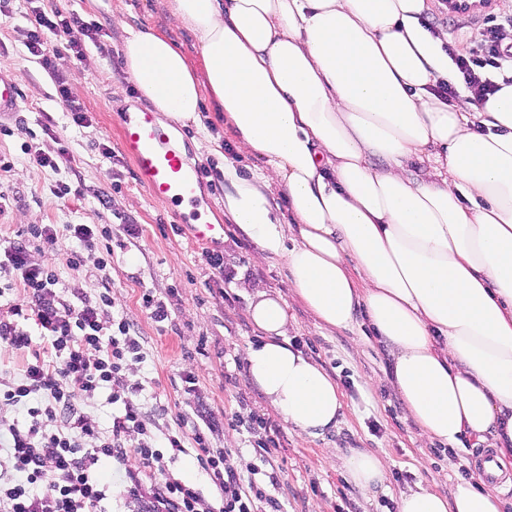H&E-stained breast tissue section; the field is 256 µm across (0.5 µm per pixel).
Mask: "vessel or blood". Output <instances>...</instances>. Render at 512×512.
Masks as SVG:
<instances>
[{
	"label": "vessel or blood",
	"mask_w": 512,
	"mask_h": 512,
	"mask_svg": "<svg viewBox=\"0 0 512 512\" xmlns=\"http://www.w3.org/2000/svg\"><path fill=\"white\" fill-rule=\"evenodd\" d=\"M491 7V0H447L445 4L449 16L465 21L483 18ZM20 109L17 82L0 73V117ZM120 140L139 183L152 199L170 206L177 224L203 245L223 239V225L210 221L199 209L196 167L190 165L170 129L159 123L154 112L142 108L126 113L121 121Z\"/></svg>",
	"instance_id": "1"
}]
</instances>
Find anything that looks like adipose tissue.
Returning <instances> with one entry per match:
<instances>
[{
    "label": "adipose tissue",
    "instance_id": "adipose-tissue-1",
    "mask_svg": "<svg viewBox=\"0 0 512 512\" xmlns=\"http://www.w3.org/2000/svg\"><path fill=\"white\" fill-rule=\"evenodd\" d=\"M425 0H169L195 36L192 67L166 37L127 32L132 81L156 111L197 120L203 100L223 113L241 153L224 209L282 258L294 295L317 320L349 327L364 310L392 349L388 381L422 442L489 444L496 475L512 472V84L483 100L447 101L455 75L447 31L421 23ZM421 164L420 175L411 165ZM282 189L293 246L268 190ZM248 314L264 333L243 364L295 431L335 427L336 381L288 339L285 302L256 292ZM336 466L365 491L387 460L353 448ZM398 512H503L469 482L445 495L402 492Z\"/></svg>",
    "mask_w": 512,
    "mask_h": 512
}]
</instances>
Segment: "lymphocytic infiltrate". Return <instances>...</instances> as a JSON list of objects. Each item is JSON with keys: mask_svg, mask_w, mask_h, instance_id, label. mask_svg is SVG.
Wrapping results in <instances>:
<instances>
[{"mask_svg": "<svg viewBox=\"0 0 512 512\" xmlns=\"http://www.w3.org/2000/svg\"><path fill=\"white\" fill-rule=\"evenodd\" d=\"M29 22L24 47L54 82L72 122L86 126V110L72 95L66 71L53 60L50 40L63 38L79 61L88 45L100 42L101 29L58 7L33 8ZM503 24L512 27V13L489 17L468 51H449L462 84L439 83V96L451 98L464 88L482 99L498 91L500 83H512V44L498 36ZM62 238L72 242L73 265L83 251L101 243L97 230L86 224H34L18 230L1 251L16 273L14 288L21 297L0 308V350L28 351L32 357L23 362L17 380L0 383V408L19 407L27 415L24 426L0 432L9 442L0 459V512H103L110 495L101 473L107 460L123 466L125 495L137 503V512H283L273 493L280 474L270 458L278 435L264 417L253 413L222 420L202 412L192 437L178 429L156 439L155 422L138 400L140 385L122 379L128 362L141 359L144 340L126 318L110 315L109 276H102L100 291L90 296L62 286L52 267L29 261L31 240L53 245ZM22 319L34 321L39 338L19 327ZM106 388L120 411L104 430L81 401ZM226 425L263 432L254 442L256 463L248 473L239 472L223 449L210 445V434ZM186 451L209 475L218 492L214 499L170 475V464Z\"/></svg>", "mask_w": 512, "mask_h": 512, "instance_id": "1", "label": "lymphocytic infiltrate"}]
</instances>
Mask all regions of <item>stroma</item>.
Segmentation results:
<instances>
[{"instance_id":"35a3bbf8","label":"stroma","mask_w":512,"mask_h":512,"mask_svg":"<svg viewBox=\"0 0 512 512\" xmlns=\"http://www.w3.org/2000/svg\"><path fill=\"white\" fill-rule=\"evenodd\" d=\"M41 5L67 8L101 26L105 37L87 52L98 62L88 74L81 62L71 59L65 42L52 44L59 68L77 84L76 96L88 112V125L77 127L51 79L22 44L28 0H10L8 17L0 19V71L15 77L23 100L21 112L0 119V157L11 163L10 171L0 175V190L13 198L0 215V238L14 237L27 224H91L109 230L110 249L85 252L81 266L68 265L63 241L53 246L30 242L29 259L54 266L63 284L92 296L101 286L98 263L109 258L112 310L144 338L143 357L130 362L125 379L141 384L140 399L155 418L156 435L174 430L178 415L192 416L193 406L181 393V376L191 371L207 410L252 411L278 429L279 444L271 458L281 470L275 495L285 512H397L400 493L416 484L447 495L464 475H480L475 443L453 457L421 443L418 427L387 381L390 349L374 341L364 313H357L346 328L320 324L295 298L283 261L258 259L256 242L225 214V163H234L247 177L258 173L262 163L238 153L211 102L203 103L200 123L176 121L172 127L179 145L199 167L202 196L212 206L213 219L224 226V240L217 246L224 255L223 272L208 265L203 246L174 226L169 208L138 184L118 132L121 114L149 104L125 68L121 48L128 29H153L174 43L191 65L199 63L196 40L172 21L168 0H42ZM48 120L53 123L49 132L43 128ZM61 136L70 142L78 174L74 194L64 200L49 191L55 174L29 166L25 155L30 146L56 150ZM212 136L221 138V154L206 150ZM106 147L111 157L103 156ZM127 224L140 225L139 238L124 234ZM259 286L283 298L290 341L322 366L343 394L342 418L324 435L306 436L285 424L247 377L243 354L263 336L248 316ZM146 291L165 301L169 322L159 325L148 317L141 301ZM352 448H369L386 457L389 469L382 488L365 492L337 470L332 451Z\"/></svg>"}]
</instances>
